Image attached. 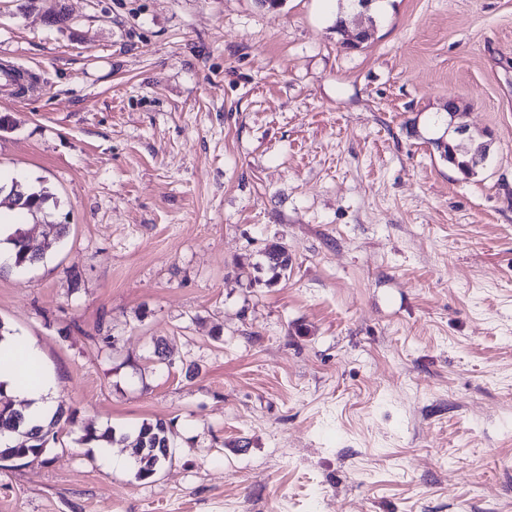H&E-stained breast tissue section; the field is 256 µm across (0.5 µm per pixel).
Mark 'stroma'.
<instances>
[{"label": "stroma", "mask_w": 512, "mask_h": 512, "mask_svg": "<svg viewBox=\"0 0 512 512\" xmlns=\"http://www.w3.org/2000/svg\"><path fill=\"white\" fill-rule=\"evenodd\" d=\"M3 68L0 170L51 198L0 322L74 418L0 512H512V0H0ZM156 419L146 481L79 442ZM449 144H451L449 141L448 143L443 144V151L441 152V157H443V159L447 161L449 164L457 168L461 173L465 175H473L476 173L472 172L468 166V155L472 157L475 169L482 166L483 163L485 162L486 158H484V156L481 153L476 152L474 149L470 150L468 152V155H463L456 152L454 154ZM265 263L268 271L272 273L269 284L282 277L288 276V271L292 269V258L288 252V247L280 241H273L268 244L264 252ZM136 463L135 476L140 480L153 478L173 460V434L163 420L144 421L133 432Z\"/></svg>", "instance_id": "1"}]
</instances>
